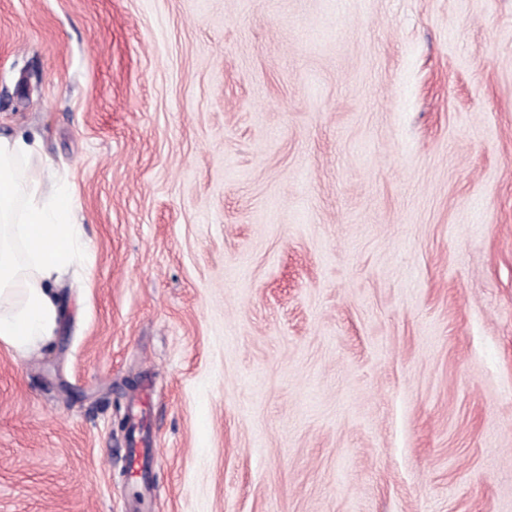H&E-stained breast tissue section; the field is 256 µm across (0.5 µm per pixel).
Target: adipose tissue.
<instances>
[{"instance_id": "obj_1", "label": "adipose tissue", "mask_w": 512, "mask_h": 512, "mask_svg": "<svg viewBox=\"0 0 512 512\" xmlns=\"http://www.w3.org/2000/svg\"><path fill=\"white\" fill-rule=\"evenodd\" d=\"M29 152L23 139L0 135V342L21 353L52 338L58 309L48 282L82 233L73 190L48 200L20 178L16 164Z\"/></svg>"}]
</instances>
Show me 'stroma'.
I'll use <instances>...</instances> for the list:
<instances>
[{"mask_svg": "<svg viewBox=\"0 0 512 512\" xmlns=\"http://www.w3.org/2000/svg\"><path fill=\"white\" fill-rule=\"evenodd\" d=\"M0 134L82 228L0 512H512V0H0ZM147 398V393H144L139 405L135 409L132 422L133 434L130 437L125 454L130 476L134 479H139L142 483H144L147 477L151 457L154 454V448L148 442L147 437Z\"/></svg>", "mask_w": 512, "mask_h": 512, "instance_id": "stroma-1", "label": "stroma"}]
</instances>
